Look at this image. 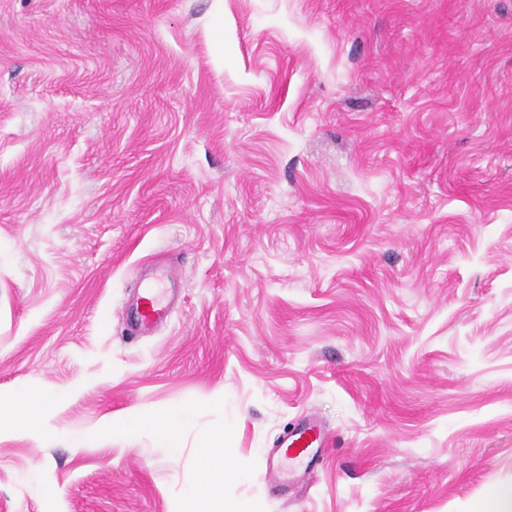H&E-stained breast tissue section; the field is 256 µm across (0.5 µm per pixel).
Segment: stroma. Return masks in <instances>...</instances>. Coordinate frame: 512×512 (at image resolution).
I'll return each mask as SVG.
<instances>
[{"label": "stroma", "mask_w": 512, "mask_h": 512, "mask_svg": "<svg viewBox=\"0 0 512 512\" xmlns=\"http://www.w3.org/2000/svg\"><path fill=\"white\" fill-rule=\"evenodd\" d=\"M158 256L179 297L127 337ZM20 391L46 407L0 424V512H478L512 488V0H0ZM186 407L179 456L121 429ZM307 417L323 460L273 493Z\"/></svg>", "instance_id": "stroma-1"}]
</instances>
